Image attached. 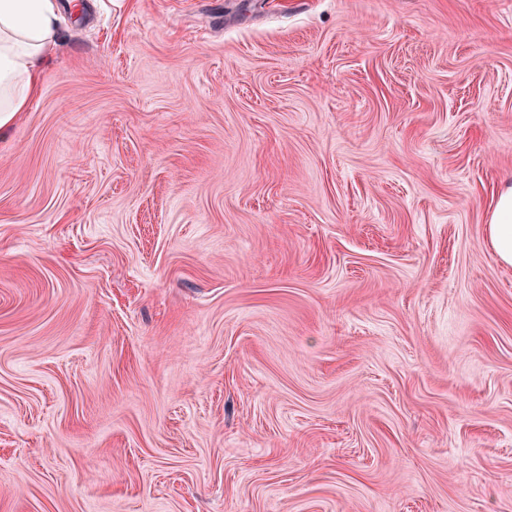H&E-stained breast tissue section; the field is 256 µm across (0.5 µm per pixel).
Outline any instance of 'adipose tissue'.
Here are the masks:
<instances>
[{
    "label": "adipose tissue",
    "instance_id": "obj_1",
    "mask_svg": "<svg viewBox=\"0 0 512 512\" xmlns=\"http://www.w3.org/2000/svg\"><path fill=\"white\" fill-rule=\"evenodd\" d=\"M58 0H0V130L25 111L40 86L39 62L58 40ZM487 236L496 262L512 265V184L490 208Z\"/></svg>",
    "mask_w": 512,
    "mask_h": 512
}]
</instances>
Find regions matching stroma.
Wrapping results in <instances>:
<instances>
[{
  "instance_id": "1",
  "label": "stroma",
  "mask_w": 512,
  "mask_h": 512,
  "mask_svg": "<svg viewBox=\"0 0 512 512\" xmlns=\"http://www.w3.org/2000/svg\"><path fill=\"white\" fill-rule=\"evenodd\" d=\"M60 3L0 512H512V0ZM487 236L492 257L498 263L512 265V184L503 185L490 207Z\"/></svg>"
}]
</instances>
